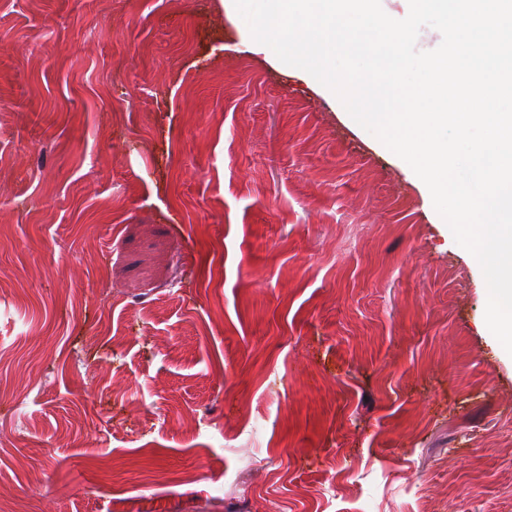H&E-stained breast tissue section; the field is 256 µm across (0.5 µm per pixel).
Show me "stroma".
I'll return each instance as SVG.
<instances>
[{
    "label": "stroma",
    "instance_id": "35a3bbf8",
    "mask_svg": "<svg viewBox=\"0 0 512 512\" xmlns=\"http://www.w3.org/2000/svg\"><path fill=\"white\" fill-rule=\"evenodd\" d=\"M487 299L424 182L220 0H0L1 494L512 512Z\"/></svg>",
    "mask_w": 512,
    "mask_h": 512
}]
</instances>
